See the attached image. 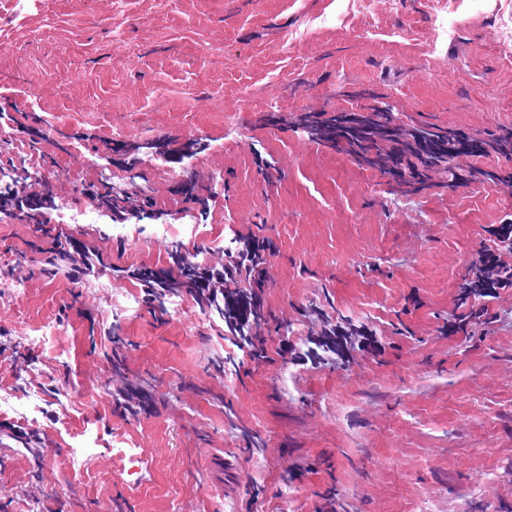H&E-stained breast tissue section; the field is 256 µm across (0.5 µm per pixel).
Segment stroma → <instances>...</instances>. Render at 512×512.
<instances>
[{
    "label": "stroma",
    "mask_w": 512,
    "mask_h": 512,
    "mask_svg": "<svg viewBox=\"0 0 512 512\" xmlns=\"http://www.w3.org/2000/svg\"><path fill=\"white\" fill-rule=\"evenodd\" d=\"M511 34L512 0H0V190L146 203L54 225L103 257L80 282L0 216V512H512V288L464 289L512 157L420 184L305 129L383 104L401 134L487 140ZM247 235L272 251L246 335L130 275Z\"/></svg>",
    "instance_id": "stroma-1"
}]
</instances>
